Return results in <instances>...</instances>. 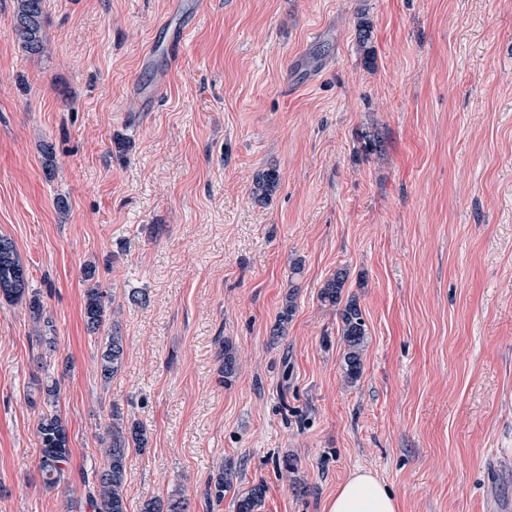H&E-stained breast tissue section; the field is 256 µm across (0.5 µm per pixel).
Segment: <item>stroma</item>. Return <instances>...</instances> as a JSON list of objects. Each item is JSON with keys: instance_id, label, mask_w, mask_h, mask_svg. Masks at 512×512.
<instances>
[{"instance_id": "obj_1", "label": "stroma", "mask_w": 512, "mask_h": 512, "mask_svg": "<svg viewBox=\"0 0 512 512\" xmlns=\"http://www.w3.org/2000/svg\"><path fill=\"white\" fill-rule=\"evenodd\" d=\"M173 2L44 0L31 56L0 0V234L53 322L71 448L46 489L29 402L46 353L26 306L1 302L0 512H90L80 474L104 461L114 404L149 440L129 451L128 512H235L259 483L262 512H326L358 469L399 512L512 504V0H187L175 59L150 49ZM88 261L126 339L106 386ZM339 268L369 330L353 384L319 300ZM228 466L233 490L208 504ZM290 288H292V290H289L288 294L285 295L278 315V320L272 329V337L285 335L286 327L288 326V322L291 320L295 310V299L298 293V286L292 285Z\"/></svg>"}]
</instances>
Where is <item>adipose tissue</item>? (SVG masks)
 <instances>
[{
    "instance_id": "obj_1",
    "label": "adipose tissue",
    "mask_w": 512,
    "mask_h": 512,
    "mask_svg": "<svg viewBox=\"0 0 512 512\" xmlns=\"http://www.w3.org/2000/svg\"><path fill=\"white\" fill-rule=\"evenodd\" d=\"M327 512H398L393 493L368 470L353 472L338 485Z\"/></svg>"
}]
</instances>
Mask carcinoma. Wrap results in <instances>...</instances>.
<instances>
[{
    "label": "carcinoma",
    "mask_w": 512,
    "mask_h": 512,
    "mask_svg": "<svg viewBox=\"0 0 512 512\" xmlns=\"http://www.w3.org/2000/svg\"><path fill=\"white\" fill-rule=\"evenodd\" d=\"M43 0H15L14 34L23 50L33 56L44 53L46 40L43 34ZM278 183V173L274 169L264 171L259 176L255 193L258 197L267 196ZM84 289L83 318L87 329L96 334L107 328L105 343L98 358L99 378L107 385L121 370L125 355V340L118 321L108 315L109 298L97 278V267L88 263L83 269ZM347 280V272L339 269L324 283L319 299L325 307L336 309L342 323V338L345 345L343 371L345 379L356 382L363 370V355L367 345L368 328L357 300L342 301V292ZM298 286L285 295L278 320L272 329V336L285 335L288 322L295 310ZM9 304L22 303L37 322L44 317V303L40 294L30 288L29 278L24 269L13 240L0 235V300ZM36 390L41 396L44 410L41 412L37 434L41 441L42 457L39 470L43 484L53 489L65 480L71 459L69 432L66 420L57 409L61 390V380L46 376L37 379ZM106 445L103 465L92 470L88 484L87 503L91 512H127L125 486L127 480V457L129 449H143L148 445L145 428L137 421L124 417L121 408L114 405L109 413L105 436L101 439ZM235 473L221 471L214 483L207 486L205 497L208 502L221 503L224 492L233 486ZM265 496L262 484L254 485L235 497L236 512H260ZM141 512H186V505L180 500L162 504L153 497L147 499Z\"/></svg>",
    "instance_id": "carcinoma-1"
}]
</instances>
